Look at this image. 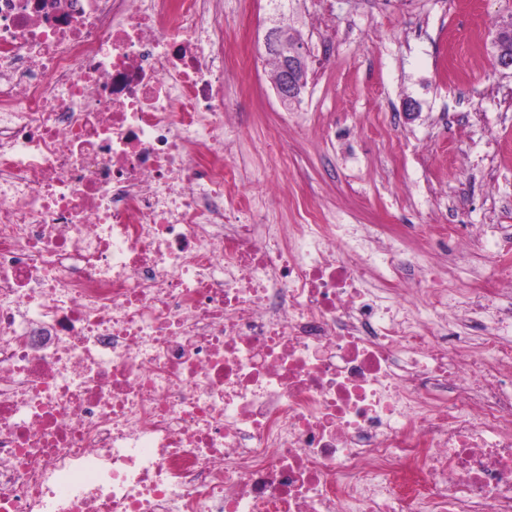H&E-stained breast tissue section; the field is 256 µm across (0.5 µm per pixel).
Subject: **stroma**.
I'll use <instances>...</instances> for the list:
<instances>
[{"label":"stroma","instance_id":"35a3bbf8","mask_svg":"<svg viewBox=\"0 0 512 512\" xmlns=\"http://www.w3.org/2000/svg\"><path fill=\"white\" fill-rule=\"evenodd\" d=\"M224 103L241 129L236 163L243 192L266 184L268 223L293 224L297 205L328 222L478 226L474 254L451 265L462 282L512 231V75L493 61L512 0H292L307 87L283 105L265 45L271 0H223ZM467 61L448 79L449 49ZM415 102L416 115L406 113ZM293 119L282 129L281 116Z\"/></svg>","mask_w":512,"mask_h":512}]
</instances>
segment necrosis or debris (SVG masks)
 <instances>
[{
	"instance_id": "necrosis-or-debris-1",
	"label": "necrosis or debris",
	"mask_w": 512,
	"mask_h": 512,
	"mask_svg": "<svg viewBox=\"0 0 512 512\" xmlns=\"http://www.w3.org/2000/svg\"><path fill=\"white\" fill-rule=\"evenodd\" d=\"M219 2L0 0V512H512V261L264 223Z\"/></svg>"
}]
</instances>
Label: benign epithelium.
I'll list each match as a JSON object with an SVG mask.
<instances>
[{
  "instance_id": "obj_1",
  "label": "benign epithelium",
  "mask_w": 512,
  "mask_h": 512,
  "mask_svg": "<svg viewBox=\"0 0 512 512\" xmlns=\"http://www.w3.org/2000/svg\"><path fill=\"white\" fill-rule=\"evenodd\" d=\"M267 49L279 59V73L275 80V92L280 102L288 104L298 100L306 87V60L300 43L290 37L288 26L283 21L273 22L266 33Z\"/></svg>"
}]
</instances>
